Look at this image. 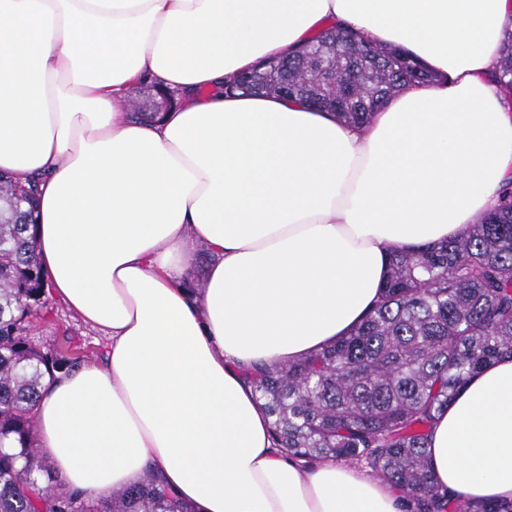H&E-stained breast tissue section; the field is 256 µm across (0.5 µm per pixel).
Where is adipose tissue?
Returning a JSON list of instances; mask_svg holds the SVG:
<instances>
[{"instance_id": "1", "label": "adipose tissue", "mask_w": 512, "mask_h": 512, "mask_svg": "<svg viewBox=\"0 0 512 512\" xmlns=\"http://www.w3.org/2000/svg\"><path fill=\"white\" fill-rule=\"evenodd\" d=\"M332 23L433 81L362 127L225 94ZM511 24L512 0H0V172L39 178L45 288L107 339L37 408V448L69 490L155 478L198 512H402L388 483L276 448L244 369L346 335L393 247L455 237L495 205L512 180V99L492 78ZM141 82L179 104L135 118ZM429 459L460 500L512 501V357L460 391Z\"/></svg>"}]
</instances>
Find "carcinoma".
<instances>
[{
    "mask_svg": "<svg viewBox=\"0 0 512 512\" xmlns=\"http://www.w3.org/2000/svg\"><path fill=\"white\" fill-rule=\"evenodd\" d=\"M236 75L243 95L299 97L345 122H370L403 87L432 80L401 52L353 32L329 30L285 59ZM498 82L512 91V30H505ZM37 191L0 175V512H195L158 484L76 495L35 450L34 418L45 379L82 361L66 341L42 352L29 317L45 307L37 260ZM512 356V181L498 205L455 238L396 247L379 300L352 332L302 359L247 373L272 418V440L288 456L368 469L402 494L403 512H512V503L459 506L438 492L428 467L440 415L481 368ZM15 439L19 447L4 450Z\"/></svg>",
    "mask_w": 512,
    "mask_h": 512,
    "instance_id": "1",
    "label": "carcinoma"
}]
</instances>
